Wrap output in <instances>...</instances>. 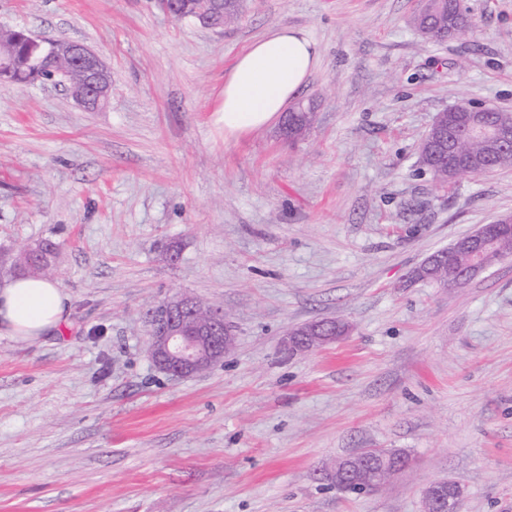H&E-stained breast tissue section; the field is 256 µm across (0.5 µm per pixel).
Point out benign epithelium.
<instances>
[{
	"mask_svg": "<svg viewBox=\"0 0 512 512\" xmlns=\"http://www.w3.org/2000/svg\"><path fill=\"white\" fill-rule=\"evenodd\" d=\"M163 11L173 18H193L203 27L220 29L224 27V2L222 0H159ZM26 40L48 46L51 58L66 57L81 73V83L71 86L62 83L71 96L83 108L95 111L108 100L112 80L108 67L89 48L72 42H45L23 30ZM461 248L470 253V265L465 271L449 282L456 288L488 269L494 263L507 258L504 253L495 258L488 257L490 244L483 239L481 230L456 240ZM194 298L176 295L162 303V307L151 319L149 325V354L154 365L161 371L176 377H189L210 369L223 361L235 343V336L229 325L217 331L210 318L187 319L185 314L194 309ZM320 324L313 323L304 329H296L288 336V347L293 351H312L322 344L336 340L334 336H319ZM408 466L407 455L393 451L379 462H367L366 451L347 455L336 464L320 472L342 492L353 489L359 492L376 490L392 472H401ZM463 496L461 485L452 480L436 481L423 491L424 512H459Z\"/></svg>",
	"mask_w": 512,
	"mask_h": 512,
	"instance_id": "1",
	"label": "benign epithelium"
}]
</instances>
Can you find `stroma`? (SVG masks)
<instances>
[{
	"mask_svg": "<svg viewBox=\"0 0 512 512\" xmlns=\"http://www.w3.org/2000/svg\"><path fill=\"white\" fill-rule=\"evenodd\" d=\"M468 37L414 26L418 0H246L221 30L157 0H0V28L91 47L112 94L83 110L47 82L0 87V251L50 241L68 326L0 335V512H512V258L460 288L415 278L435 251L512 215V168L438 185L419 146L462 102L512 111V0H464ZM315 42V121L228 141L211 115L269 28ZM222 308L234 350L175 378L148 307ZM324 319L338 341L289 351ZM401 450L381 490L317 478ZM462 496L463 489L456 481L433 482L423 491V511L459 512Z\"/></svg>",
	"mask_w": 512,
	"mask_h": 512,
	"instance_id": "35a3bbf8",
	"label": "stroma"
}]
</instances>
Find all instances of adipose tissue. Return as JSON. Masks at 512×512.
<instances>
[{"instance_id": "1", "label": "adipose tissue", "mask_w": 512, "mask_h": 512, "mask_svg": "<svg viewBox=\"0 0 512 512\" xmlns=\"http://www.w3.org/2000/svg\"><path fill=\"white\" fill-rule=\"evenodd\" d=\"M318 66L306 32L285 25L269 30L225 76L216 126L232 140L274 124ZM69 316V296L55 281L20 276L0 285V334L35 341L56 335Z\"/></svg>"}]
</instances>
